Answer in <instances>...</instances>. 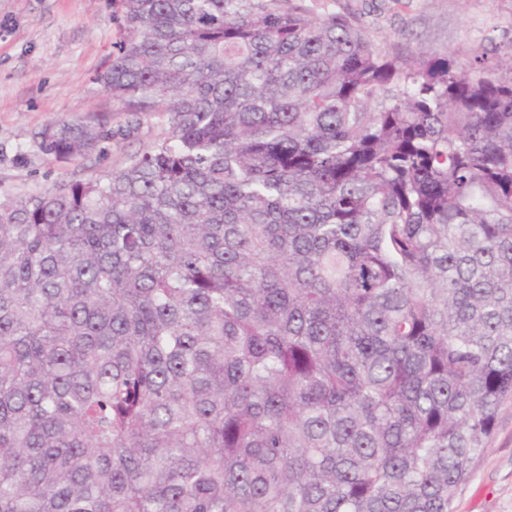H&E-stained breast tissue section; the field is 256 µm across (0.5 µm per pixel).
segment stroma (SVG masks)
I'll return each instance as SVG.
<instances>
[{
    "label": "stroma",
    "mask_w": 512,
    "mask_h": 512,
    "mask_svg": "<svg viewBox=\"0 0 512 512\" xmlns=\"http://www.w3.org/2000/svg\"><path fill=\"white\" fill-rule=\"evenodd\" d=\"M334 8L358 14L378 47L405 58L443 49L463 60L512 55V0H336ZM118 36L113 0H0V189L100 176L162 136L158 115L128 127L99 80ZM65 116L115 130L106 153L60 161L40 152L35 133ZM452 510L512 512V402Z\"/></svg>",
    "instance_id": "1"
}]
</instances>
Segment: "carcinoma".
Masks as SVG:
<instances>
[{"mask_svg":"<svg viewBox=\"0 0 512 512\" xmlns=\"http://www.w3.org/2000/svg\"><path fill=\"white\" fill-rule=\"evenodd\" d=\"M115 2L99 80L168 127L0 193V512H451L512 401V59Z\"/></svg>","mask_w":512,"mask_h":512,"instance_id":"obj_1","label":"carcinoma"}]
</instances>
